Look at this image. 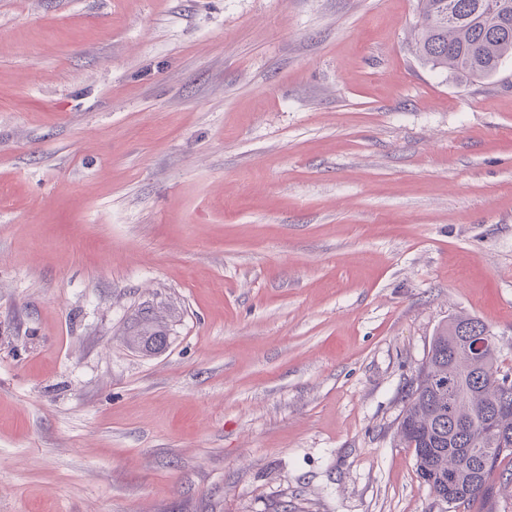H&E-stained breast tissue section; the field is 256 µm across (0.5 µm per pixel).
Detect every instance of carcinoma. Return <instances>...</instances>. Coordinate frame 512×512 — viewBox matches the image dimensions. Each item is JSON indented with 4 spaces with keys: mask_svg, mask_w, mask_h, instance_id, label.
<instances>
[{
    "mask_svg": "<svg viewBox=\"0 0 512 512\" xmlns=\"http://www.w3.org/2000/svg\"><path fill=\"white\" fill-rule=\"evenodd\" d=\"M414 51L433 68L467 79L488 78L512 58V0H418ZM486 336L487 347L473 360L458 350L462 326ZM162 332L151 319L139 323L129 342L144 349ZM494 337L478 318L456 316L435 334L407 397L399 436L414 449L419 478L430 492L459 509L479 501L496 512V478L512 457V414L500 426L504 444L481 456L490 440L483 419L503 391Z\"/></svg>",
    "mask_w": 512,
    "mask_h": 512,
    "instance_id": "1",
    "label": "carcinoma"
}]
</instances>
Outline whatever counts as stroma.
<instances>
[{"instance_id":"1","label":"stroma","mask_w":512,"mask_h":512,"mask_svg":"<svg viewBox=\"0 0 512 512\" xmlns=\"http://www.w3.org/2000/svg\"><path fill=\"white\" fill-rule=\"evenodd\" d=\"M416 20L0 0V512H450L397 428L455 315L512 374V58Z\"/></svg>"}]
</instances>
